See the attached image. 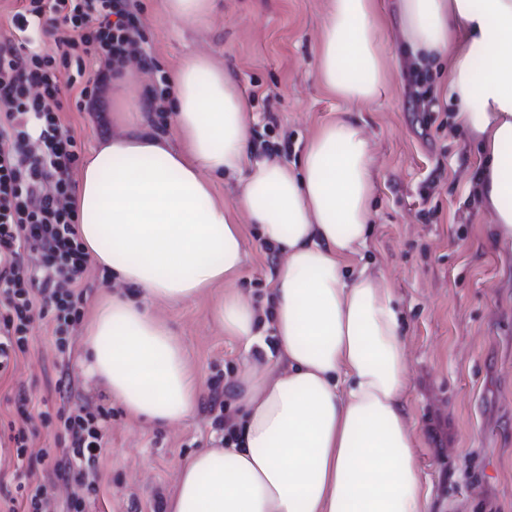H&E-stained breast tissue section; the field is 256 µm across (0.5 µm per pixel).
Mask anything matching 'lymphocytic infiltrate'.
Returning a JSON list of instances; mask_svg holds the SVG:
<instances>
[{
  "label": "lymphocytic infiltrate",
  "instance_id": "f902f5d3",
  "mask_svg": "<svg viewBox=\"0 0 512 512\" xmlns=\"http://www.w3.org/2000/svg\"><path fill=\"white\" fill-rule=\"evenodd\" d=\"M0 26V377L16 366L29 346L34 319L49 321L59 349L65 333L80 322L81 289L90 256L78 239L77 212L70 205L72 172L79 161L74 136L64 128L63 91L94 110L125 60L142 53L136 0H21ZM49 21L48 35L59 57L35 51L21 32ZM56 412L35 411L18 395L7 425L0 428V454L15 469L28 454L34 422L62 430L58 448L41 449L58 479L70 487L69 512H82L95 486L94 470L112 411L104 406L70 407L73 383L60 374ZM0 472V512H55L41 481L29 478L15 489Z\"/></svg>",
  "mask_w": 512,
  "mask_h": 512
}]
</instances>
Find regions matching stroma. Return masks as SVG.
<instances>
[{"label":"stroma","instance_id":"1","mask_svg":"<svg viewBox=\"0 0 512 512\" xmlns=\"http://www.w3.org/2000/svg\"><path fill=\"white\" fill-rule=\"evenodd\" d=\"M150 69L130 62L93 112L70 109L64 124L81 158L112 135V115L131 98H148L186 57L206 54L224 66L250 103L255 144L295 160L312 133L339 112L363 118L375 155L374 227L365 259L390 280L403 314L410 362L407 407L420 476L432 488V512H512V261L501 258L475 201L473 178L484 162L476 144L437 103L421 126L408 101V79L393 67L376 104L338 101L323 92L316 45L325 0H221L197 28L156 25L159 0H138ZM236 288L255 304L271 291L273 258L254 233ZM212 296L156 305L182 341L200 381L199 411L179 424L130 418L83 362L85 323L68 333L69 349L34 323L29 351L0 381V403L25 390L55 406L60 367L75 383L74 405L111 407L109 442L97 468V492L84 512H129L154 494L169 496L183 461L223 434L206 401L214 380L244 373V340L225 335L211 316Z\"/></svg>","mask_w":512,"mask_h":512}]
</instances>
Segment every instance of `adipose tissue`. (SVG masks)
<instances>
[{
    "mask_svg": "<svg viewBox=\"0 0 512 512\" xmlns=\"http://www.w3.org/2000/svg\"><path fill=\"white\" fill-rule=\"evenodd\" d=\"M216 4L161 0L156 21L197 26ZM381 11L380 0H326L318 79L342 103L379 101L387 87ZM397 13L402 55L448 64L439 94L486 158L475 197L494 247L511 253L512 0H397ZM171 98L169 134L129 100L74 188L80 241L124 287L87 329V373L134 418L173 425L194 414L198 378L149 306L238 277L248 223L276 257L270 306L227 292L211 313L225 335L274 344L277 359L247 361L232 388L235 442L185 460L166 512H431L398 299L364 261L375 192L365 122L336 117L291 163L256 150L247 98L208 56L182 60ZM219 180L233 184L231 200L215 198Z\"/></svg>",
    "mask_w": 512,
    "mask_h": 512,
    "instance_id": "ef3b65f1",
    "label": "adipose tissue"
}]
</instances>
